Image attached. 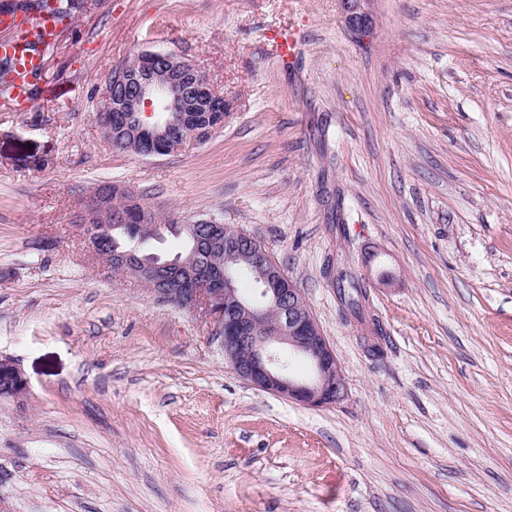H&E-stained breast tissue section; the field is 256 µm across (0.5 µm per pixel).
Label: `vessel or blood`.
Instances as JSON below:
<instances>
[{"label":"vessel or blood","mask_w":512,"mask_h":512,"mask_svg":"<svg viewBox=\"0 0 512 512\" xmlns=\"http://www.w3.org/2000/svg\"><path fill=\"white\" fill-rule=\"evenodd\" d=\"M71 21L60 0H49L37 13L24 16L0 11V62L8 64L9 98L13 105L28 107L33 87L44 69L46 50L59 31ZM302 44L295 28H283L271 37V48L280 57L293 58Z\"/></svg>","instance_id":"vessel-or-blood-1"}]
</instances>
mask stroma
I'll list each match as a JSON object with an SVG mask.
<instances>
[{
    "label": "stroma",
    "instance_id": "stroma-1",
    "mask_svg": "<svg viewBox=\"0 0 512 512\" xmlns=\"http://www.w3.org/2000/svg\"><path fill=\"white\" fill-rule=\"evenodd\" d=\"M87 0L26 109L0 91V398L11 512H512V0ZM301 28L293 64L268 49ZM191 63L222 129L119 154L105 89L140 50ZM110 181L158 223L244 229L301 288L348 386L307 407L224 359L214 320L87 246ZM384 358L339 312V258ZM346 27L357 33H364L370 22L369 5L372 0H340ZM1 367H4L3 371L8 372L12 378L8 377L6 374L2 376V380H0V397L23 401L29 393L28 379L10 359L1 358L0 373Z\"/></svg>",
    "mask_w": 512,
    "mask_h": 512
}]
</instances>
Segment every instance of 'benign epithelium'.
<instances>
[{"mask_svg": "<svg viewBox=\"0 0 512 512\" xmlns=\"http://www.w3.org/2000/svg\"><path fill=\"white\" fill-rule=\"evenodd\" d=\"M372 0H341L346 27L364 33L370 22ZM121 93L112 97L113 109L124 113L128 139L146 156L170 154L185 144L201 142L224 123V97L195 66L169 52L142 50L118 71ZM124 195L113 185L97 195L81 216V229L94 252L111 237L112 198ZM249 234L228 225L209 230V250H224V260L243 262L262 283L258 296L245 298L224 279V269L215 266L198 275L186 262H158L140 250L118 249L119 263L131 268L139 279L153 278L167 270L177 274V287L165 292V300L179 307L200 309L219 326L224 359L243 380L253 386L311 407L342 403L348 390L335 352L317 322L300 288L260 245L247 246ZM306 359L311 374L297 379L281 365V352ZM6 375L0 377V397L24 400L29 382L10 359L0 360Z\"/></svg>", "mask_w": 512, "mask_h": 512, "instance_id": "benign-epithelium-1", "label": "benign epithelium"}]
</instances>
